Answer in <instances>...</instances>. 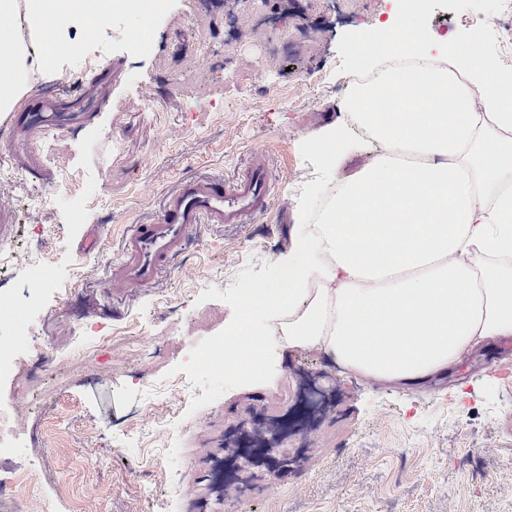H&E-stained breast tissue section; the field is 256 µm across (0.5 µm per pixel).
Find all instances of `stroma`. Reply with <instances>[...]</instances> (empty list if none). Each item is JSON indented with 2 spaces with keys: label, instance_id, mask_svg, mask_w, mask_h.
Here are the masks:
<instances>
[{
  "label": "stroma",
  "instance_id": "35a3bbf8",
  "mask_svg": "<svg viewBox=\"0 0 512 512\" xmlns=\"http://www.w3.org/2000/svg\"><path fill=\"white\" fill-rule=\"evenodd\" d=\"M179 0L168 14L127 13L99 39L117 74L107 105L77 128L44 131L37 147L53 178H31L38 207L15 206L8 247L32 248L23 225H49L45 251L55 296L50 313L26 318L14 345L32 355L73 353L82 316L112 329V349L144 345L141 376L93 378L90 362L70 369L60 397L27 413L37 442L0 456V471L31 479L36 507L48 512H512V344L469 355L451 384L417 394L340 373L320 352L271 356L272 392L193 367L173 352L161 317L178 307L189 322L220 304L232 326L240 293L267 278L287 252L316 188L335 186L371 152L356 144L342 171L325 169L308 145L321 128L347 122L337 106L360 74L350 46L386 21L436 47L479 42L492 64H512V22L501 0H425L403 15L398 0H212L195 38L214 20L239 18L240 43L210 47L206 78L223 99L184 101L168 91L180 36ZM144 46L132 48L131 30ZM78 44L43 86L70 82L68 98L95 79ZM321 74L330 90L307 84ZM173 136L163 140L160 129ZM269 160L270 211L245 224L192 233L151 287L112 298L103 286L122 236L150 222L180 180L234 177L253 152ZM189 381L205 403L166 389ZM294 464L274 470L280 456Z\"/></svg>",
  "mask_w": 512,
  "mask_h": 512
}]
</instances>
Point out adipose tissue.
Here are the masks:
<instances>
[{"label": "adipose tissue", "mask_w": 512, "mask_h": 512, "mask_svg": "<svg viewBox=\"0 0 512 512\" xmlns=\"http://www.w3.org/2000/svg\"><path fill=\"white\" fill-rule=\"evenodd\" d=\"M0 112L45 69L91 0H0ZM366 64L405 51L338 109L377 144L355 174L325 193L278 275L247 288L224 367L269 384L267 352L316 350L369 383L417 393L445 382L471 353L512 342V70L490 68L480 45L432 50L402 26L365 33Z\"/></svg>", "instance_id": "ef3b65f1"}]
</instances>
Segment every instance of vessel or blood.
<instances>
[{
  "instance_id": "obj_1",
  "label": "vessel or blood",
  "mask_w": 512,
  "mask_h": 512,
  "mask_svg": "<svg viewBox=\"0 0 512 512\" xmlns=\"http://www.w3.org/2000/svg\"><path fill=\"white\" fill-rule=\"evenodd\" d=\"M27 112L0 116V144L28 170L41 169L35 148L40 134L78 121L79 113L60 111L55 100L34 98ZM274 185L266 154H251L245 170L230 180L197 176L167 192L152 222L133 225L120 244L105 286L120 296L151 287L167 263L180 252L192 231L208 224H243L265 215Z\"/></svg>"
}]
</instances>
